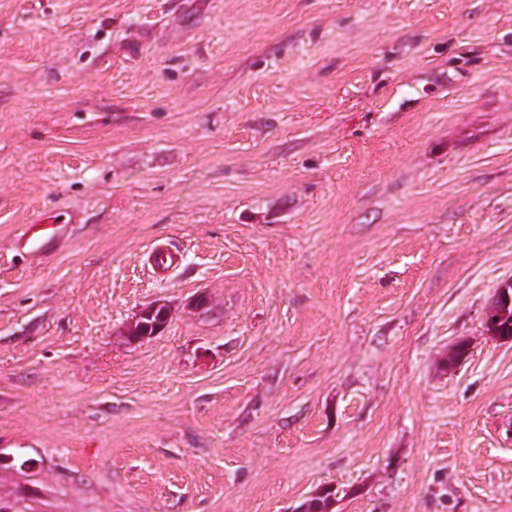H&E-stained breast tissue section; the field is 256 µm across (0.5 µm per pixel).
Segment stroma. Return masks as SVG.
I'll use <instances>...</instances> for the list:
<instances>
[{
  "label": "stroma",
  "instance_id": "1",
  "mask_svg": "<svg viewBox=\"0 0 512 512\" xmlns=\"http://www.w3.org/2000/svg\"><path fill=\"white\" fill-rule=\"evenodd\" d=\"M509 281L512 0H0L12 512H512ZM57 218L58 215L53 217L54 220H49L50 217L43 215L36 218L28 229L16 238L17 249L24 252H48L59 229ZM151 265L161 274H168L175 270L180 262L176 252L165 247H157L149 255ZM493 310L487 330L502 339L512 338V281L499 288Z\"/></svg>",
  "mask_w": 512,
  "mask_h": 512
}]
</instances>
